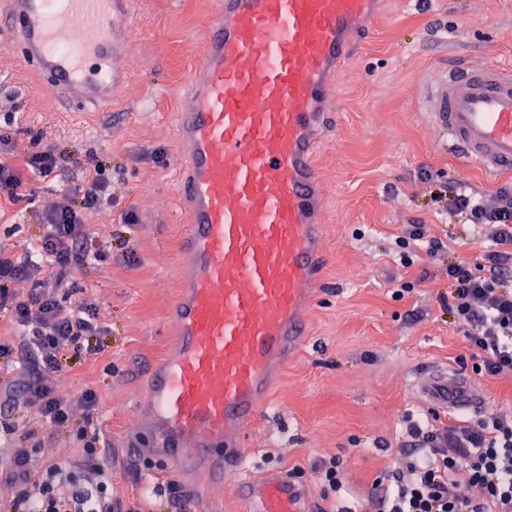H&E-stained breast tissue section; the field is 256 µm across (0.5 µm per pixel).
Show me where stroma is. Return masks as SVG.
Listing matches in <instances>:
<instances>
[{
  "label": "stroma",
  "mask_w": 512,
  "mask_h": 512,
  "mask_svg": "<svg viewBox=\"0 0 512 512\" xmlns=\"http://www.w3.org/2000/svg\"><path fill=\"white\" fill-rule=\"evenodd\" d=\"M211 10L212 0H137L136 36L112 63V106L92 112L68 111L36 70L20 66L13 47L0 45V90L20 95L19 141L43 134L64 155L93 154L112 176V222L89 227L111 234L112 254L74 272L110 334L104 350L68 359L65 382L70 392L99 394L87 429L112 450L113 495L143 512H195L211 496L203 489L186 497L185 479L145 454L149 435L136 411L153 365L174 340L166 311L181 275L184 223L174 205L175 115ZM494 62L512 66V0H387L371 39L336 78L341 123L318 158L331 187L325 283L309 312L307 344L246 440L248 476L283 471L308 487L320 512L336 505L322 495L321 462L342 459L345 495L362 499L399 467L408 421L467 419L435 410L414 385L434 362L471 371V351L442 304L443 262L425 255L402 267L395 239L404 225L424 224L450 258L473 262L484 249L477 228L429 208L418 173L458 178L488 195L512 183V173H486L450 150L432 115L449 65ZM129 212L131 224L123 221ZM41 232L25 203L0 217V246L14 254Z\"/></svg>",
  "instance_id": "obj_1"
}]
</instances>
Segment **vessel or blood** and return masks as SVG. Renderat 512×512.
Masks as SVG:
<instances>
[{"label":"vessel or blood","instance_id":"obj_1","mask_svg":"<svg viewBox=\"0 0 512 512\" xmlns=\"http://www.w3.org/2000/svg\"><path fill=\"white\" fill-rule=\"evenodd\" d=\"M383 0H216L175 138L188 216L169 308L178 340L148 378L152 455L211 485L237 474L247 512H312L283 472L243 477L245 437L309 335L328 261L315 157L341 114L335 74L373 33ZM128 0H0V30L25 65L78 110L112 102V57ZM449 143L488 173L512 170V66L448 69L434 114ZM417 387L440 408L479 414L483 389L430 365Z\"/></svg>","mask_w":512,"mask_h":512}]
</instances>
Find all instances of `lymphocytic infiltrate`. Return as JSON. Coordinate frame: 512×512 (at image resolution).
<instances>
[{"label": "lymphocytic infiltrate", "instance_id": "obj_1", "mask_svg": "<svg viewBox=\"0 0 512 512\" xmlns=\"http://www.w3.org/2000/svg\"><path fill=\"white\" fill-rule=\"evenodd\" d=\"M18 103V94L0 93V199L34 203L43 233L23 255L0 250V310H10L27 331L22 341L0 340V365L24 366L17 383L0 393V410L29 408L39 425L14 439L6 489L16 512H139L113 498L101 464L105 451L87 429L78 431L84 441L78 461L37 458L40 429L70 427L77 412L99 404L95 390L63 389L61 361L108 332L95 300L79 296L72 273L111 252V241L91 236L87 224L111 212L113 196L105 167L82 164L62 200L36 205L29 180L58 176L62 165L41 137L18 143L12 131ZM430 191L436 213L489 229L480 263L446 264L444 301L473 351L476 372L512 376V185L489 197L449 178L431 181ZM396 245L406 267L419 253L432 257L444 248L421 224L405 225ZM404 445L408 461L393 483L373 484L367 504L336 512H512L511 412L490 413L473 425L412 423Z\"/></svg>", "mask_w": 512, "mask_h": 512}]
</instances>
